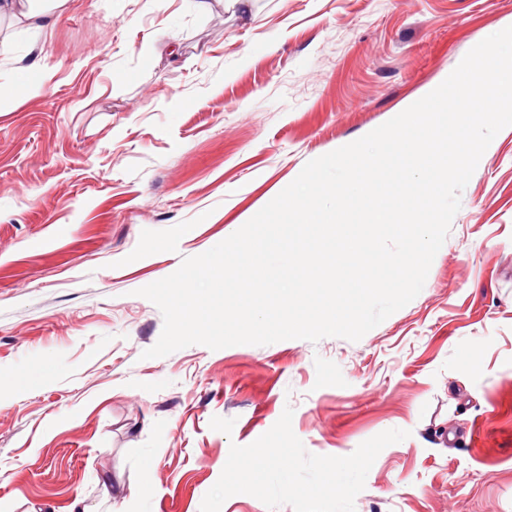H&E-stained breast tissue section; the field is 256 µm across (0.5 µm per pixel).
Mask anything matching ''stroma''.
I'll return each mask as SVG.
<instances>
[{
  "label": "stroma",
  "mask_w": 512,
  "mask_h": 512,
  "mask_svg": "<svg viewBox=\"0 0 512 512\" xmlns=\"http://www.w3.org/2000/svg\"><path fill=\"white\" fill-rule=\"evenodd\" d=\"M511 25L512 0H71L41 35L0 15V512H200L288 407L312 454L407 431L355 512H512V126L421 292L359 341L146 359L163 316L137 294Z\"/></svg>",
  "instance_id": "obj_1"
}]
</instances>
